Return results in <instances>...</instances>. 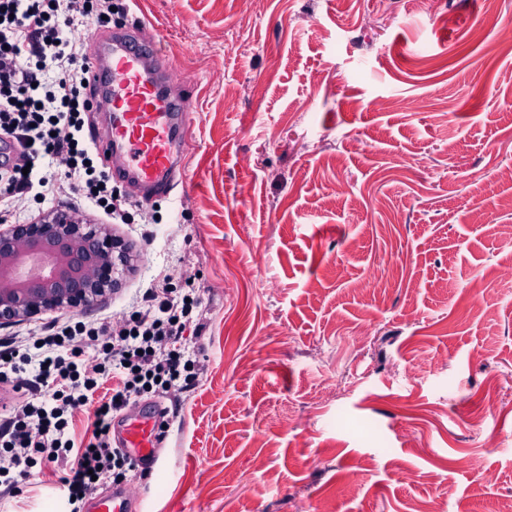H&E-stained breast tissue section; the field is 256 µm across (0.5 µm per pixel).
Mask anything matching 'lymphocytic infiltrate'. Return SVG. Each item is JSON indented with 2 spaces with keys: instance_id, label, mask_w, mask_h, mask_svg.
Returning a JSON list of instances; mask_svg holds the SVG:
<instances>
[{
  "instance_id": "1",
  "label": "lymphocytic infiltrate",
  "mask_w": 512,
  "mask_h": 512,
  "mask_svg": "<svg viewBox=\"0 0 512 512\" xmlns=\"http://www.w3.org/2000/svg\"><path fill=\"white\" fill-rule=\"evenodd\" d=\"M112 0H0V136L20 148L0 168V211L73 190L115 218L126 199L96 166L84 134L94 100L92 58L75 28L110 15ZM200 299L191 288L147 289L117 319H54L27 337L0 338V380L23 392L0 416V490L17 494L33 468H52L67 512H84L101 481L139 472L112 444L115 415L143 396L189 393L205 368L189 352L200 336ZM91 416L77 441L70 424Z\"/></svg>"
}]
</instances>
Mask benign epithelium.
Wrapping results in <instances>:
<instances>
[{"instance_id": "1", "label": "benign epithelium", "mask_w": 512, "mask_h": 512, "mask_svg": "<svg viewBox=\"0 0 512 512\" xmlns=\"http://www.w3.org/2000/svg\"><path fill=\"white\" fill-rule=\"evenodd\" d=\"M128 267L126 248L106 225L71 211L11 224L0 230V324L85 307Z\"/></svg>"}]
</instances>
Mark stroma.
<instances>
[{
  "label": "stroma",
  "mask_w": 512,
  "mask_h": 512,
  "mask_svg": "<svg viewBox=\"0 0 512 512\" xmlns=\"http://www.w3.org/2000/svg\"><path fill=\"white\" fill-rule=\"evenodd\" d=\"M130 21L194 100L185 182L127 224L73 195L29 218L75 211L133 256L57 317H122L163 271L201 295L206 372L147 512H512V0H130ZM64 508L46 472L0 497Z\"/></svg>",
  "instance_id": "stroma-1"
}]
</instances>
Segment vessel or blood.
<instances>
[{
	"label": "vessel or blood",
	"instance_id": "obj_1",
	"mask_svg": "<svg viewBox=\"0 0 512 512\" xmlns=\"http://www.w3.org/2000/svg\"><path fill=\"white\" fill-rule=\"evenodd\" d=\"M95 98L105 115L91 139L107 156L114 175L146 200L167 195L185 174L192 102L171 91L170 68L157 42L131 25L94 35ZM117 441L141 468L160 472L159 421L152 410L120 413ZM88 512H145L131 489L113 487L92 500Z\"/></svg>",
	"mask_w": 512,
	"mask_h": 512
}]
</instances>
